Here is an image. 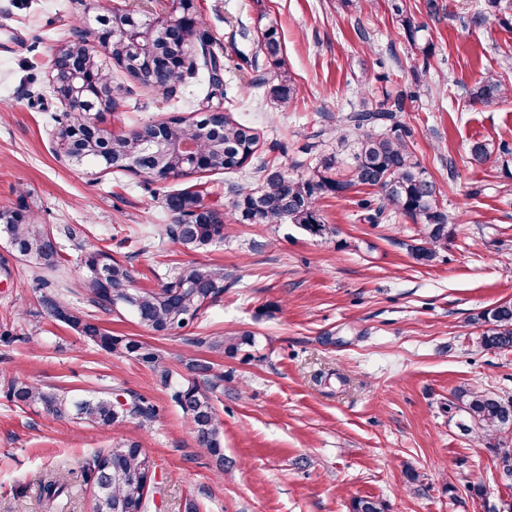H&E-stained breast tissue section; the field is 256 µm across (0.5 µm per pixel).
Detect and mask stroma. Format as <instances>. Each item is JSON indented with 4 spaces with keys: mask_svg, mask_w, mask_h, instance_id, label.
I'll return each mask as SVG.
<instances>
[{
    "mask_svg": "<svg viewBox=\"0 0 512 512\" xmlns=\"http://www.w3.org/2000/svg\"><path fill=\"white\" fill-rule=\"evenodd\" d=\"M116 0H0V207L26 197L43 223L85 224L80 245L64 242L67 262L39 284L37 271L0 239V512H44L42 475L80 468L102 449L139 442L156 464L152 512H350L371 497L387 512H512V476L499 468L488 437L463 434L459 389L512 396V351L480 345L479 312L512 299V177L500 153L512 145V93L473 106L468 92L494 75L512 89V9L488 12L486 0H405L420 30L407 40L391 0L355 7L347 0H194L216 50L228 59L224 88L234 119L254 127L258 155L298 177L324 155L350 179L351 155L325 129L330 116L361 102L379 104L422 82L401 119L413 152L436 182L439 204L455 217L448 246L422 266L410 248L420 227L389 211L368 223L353 188L320 197L338 233L313 238L295 225L241 224L231 218L233 187H260L253 168L192 174L164 183L126 172L85 169L57 158L50 134L61 103L48 72L74 24L95 28ZM487 12L480 27L470 17ZM276 27L281 57L297 92L282 103L248 82L265 67L236 70ZM369 42H362V35ZM138 110L108 114L121 132L168 119L162 94L144 92ZM492 158L466 162L470 142ZM199 190L227 214L223 244L193 252L149 245L170 218L164 192ZM104 249L154 288L153 270L195 261L223 267L234 283L194 325L159 336L130 313H97L116 336L154 346L166 366L186 375L187 358L211 361L224 380L212 394L223 423L224 468L200 448L153 368L107 355L50 316L49 295L87 310L76 286L82 250ZM249 331L253 346L235 357L200 345L214 333ZM23 375L66 396L139 395L158 409L149 423L105 427L57 418L41 406L18 408L5 396ZM422 477L410 484L406 472ZM480 487L481 496L469 493Z\"/></svg>",
    "mask_w": 512,
    "mask_h": 512,
    "instance_id": "35a3bbf8",
    "label": "stroma"
}]
</instances>
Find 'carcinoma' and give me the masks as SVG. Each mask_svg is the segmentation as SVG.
<instances>
[{"label": "carcinoma", "instance_id": "cac0c4a2", "mask_svg": "<svg viewBox=\"0 0 512 512\" xmlns=\"http://www.w3.org/2000/svg\"><path fill=\"white\" fill-rule=\"evenodd\" d=\"M406 37L412 39L418 31L403 5L393 3ZM165 12L174 24L165 30L156 46L164 50L166 64L158 67L157 60L148 55L130 54L115 49L109 60L95 52V40L103 36L115 41L112 31L120 28L125 16L114 11L100 18L95 30L73 28V38L62 41L60 50L64 63L86 74L93 92L89 99L96 104L89 112L86 104L61 98L65 111L53 117L56 153L79 165L103 171H130L154 180H165L168 175L187 176L197 172H234L250 163L258 147L255 129L227 114L175 117L167 121L147 124L128 132L103 133L88 140L86 129L92 120H98L107 111L108 100H120L134 94L130 86L112 79L111 70L134 77V83L144 91L160 92L169 100L176 87L194 78L198 71L208 73L209 87L220 89L224 82L214 78L224 71V62L212 47V40L202 30L194 5L186 0H167ZM269 66V77L253 80L256 88H266L280 102L295 94V86L288 72L281 69V44L276 29L262 33L258 43ZM506 94V85L498 78L487 76L478 82L469 96V103L490 104ZM421 96L420 85L373 108L364 102L358 109L342 112L334 120L336 140L352 148L353 175L350 180L329 176L337 158L321 159L320 165L304 178H294L288 172L273 168L262 161L257 171L263 184L257 189L238 187L234 190L233 215L243 224H280L288 220L309 235L333 237L337 230L321 219L316 201L325 194H342L354 186L383 184L387 192L376 191V197L360 201L362 209L372 213L370 219L382 218L391 206L423 226L424 245L411 249L418 263L429 265L436 260L439 250L448 244V226L454 218L440 208L437 186L427 170L414 158L411 150L413 131L399 119L406 102H415ZM491 156L488 144L475 140L468 148L471 165H482ZM165 209L171 223L161 225L159 236L190 251L206 250L224 242V212L203 202L201 194L192 190L169 192L163 195ZM52 230L38 222L34 210L20 198L14 207L0 208V237L35 268L54 271L63 265L61 245H53ZM81 265L85 274L81 288L89 305L113 311L110 295L128 293L131 298L125 310L138 322L155 333H170L183 329L216 302L231 277L221 267L190 263L164 273L158 289L133 287V271L125 263L112 257L106 250L95 249L84 253ZM43 303L56 319L67 324L77 334L95 344L107 354H123L153 366L160 383L171 392V398L182 411L193 430L196 441L217 462H224L223 427L208 389L201 383L211 382L213 364L191 357L186 369L191 376L180 379L164 365L153 346L145 341L114 336L95 319L70 311L60 302L46 298ZM479 320L486 324L480 343L485 349L512 351V302L506 301L483 312ZM254 342L252 333L207 336L199 343L214 352L233 357ZM7 397L15 405L38 404L47 413L66 418L76 416L104 426H117L129 418L141 422L152 421L155 408L145 398L135 396L122 404L110 396L68 399L46 391L27 378L16 375L10 379ZM457 408L464 414L460 428L465 432L480 430L491 434L512 431V398L494 392L463 391ZM155 469L154 461L143 454L136 442L119 443L96 454L88 467L80 470L86 482L95 488L106 486L108 501H95L94 512H149V483L147 469ZM74 472L63 475L48 474L40 483V497L45 507L72 487ZM352 512H386L383 503L372 498L352 502Z\"/></svg>", "mask_w": 512, "mask_h": 512}]
</instances>
